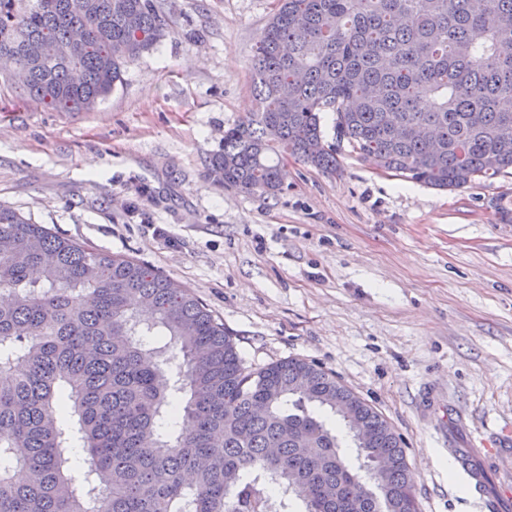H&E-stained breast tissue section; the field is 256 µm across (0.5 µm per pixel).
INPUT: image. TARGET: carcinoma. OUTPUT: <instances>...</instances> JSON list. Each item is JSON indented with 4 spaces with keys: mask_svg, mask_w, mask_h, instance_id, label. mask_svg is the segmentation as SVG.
Segmentation results:
<instances>
[{
    "mask_svg": "<svg viewBox=\"0 0 512 512\" xmlns=\"http://www.w3.org/2000/svg\"><path fill=\"white\" fill-rule=\"evenodd\" d=\"M165 36L155 0H0V52L73 49L18 80L55 112L91 109ZM252 69L257 109L209 162L226 186L276 196L287 156L336 170L323 112L359 157L434 189L512 170V0H280ZM2 292L0 512H418L377 410L313 362L246 366L152 266L0 205ZM312 405L343 418L358 467ZM70 53V48L63 47L52 41L36 43L28 55H32L38 62H51L63 59Z\"/></svg>",
    "mask_w": 512,
    "mask_h": 512,
    "instance_id": "obj_1",
    "label": "carcinoma"
}]
</instances>
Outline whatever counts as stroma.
Returning a JSON list of instances; mask_svg holds the SVG:
<instances>
[{"label":"stroma","instance_id":"1","mask_svg":"<svg viewBox=\"0 0 512 512\" xmlns=\"http://www.w3.org/2000/svg\"><path fill=\"white\" fill-rule=\"evenodd\" d=\"M167 36L89 112L28 101L0 73V204L190 289L247 365L312 361L400 435L420 512H484L449 451L485 437L512 467V174L454 191L288 159V187L214 177L254 111L257 42L278 0H161ZM164 235H155V227Z\"/></svg>","mask_w":512,"mask_h":512}]
</instances>
